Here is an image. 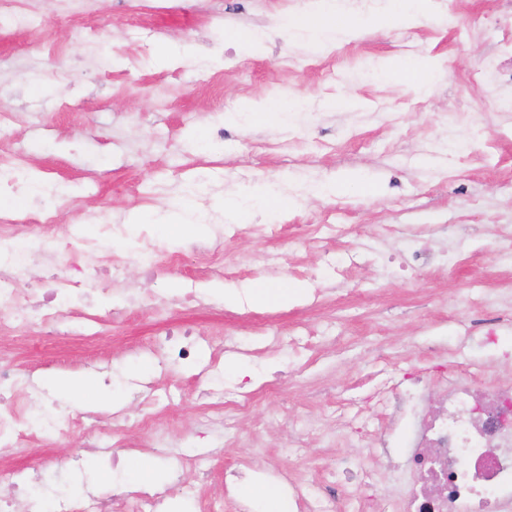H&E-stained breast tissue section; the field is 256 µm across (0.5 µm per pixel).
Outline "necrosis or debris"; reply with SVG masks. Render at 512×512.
Instances as JSON below:
<instances>
[{"mask_svg": "<svg viewBox=\"0 0 512 512\" xmlns=\"http://www.w3.org/2000/svg\"><path fill=\"white\" fill-rule=\"evenodd\" d=\"M41 191L56 199L55 208L0 212V317L22 310L17 283L45 250L40 239L29 236V226L58 223L68 207L64 188L45 185ZM86 221L95 224L97 234L75 233L76 249L111 253L114 266L147 267L160 252L144 234L138 249L123 251L129 229L111 211L89 214ZM444 392L431 401V381L420 378L395 401L379 398V425L366 449L401 466L411 489L399 500L376 496L370 474L351 470L345 460L333 461L331 471L359 488L348 499L349 512H512V383L489 388L454 378L445 382ZM158 503L157 494L145 489L110 503L91 496L64 499L58 507L60 512H156Z\"/></svg>", "mask_w": 512, "mask_h": 512, "instance_id": "1", "label": "necrosis or debris"}]
</instances>
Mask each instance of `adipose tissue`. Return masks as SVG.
<instances>
[{
	"instance_id": "ef3b65f1",
	"label": "adipose tissue",
	"mask_w": 512,
	"mask_h": 512,
	"mask_svg": "<svg viewBox=\"0 0 512 512\" xmlns=\"http://www.w3.org/2000/svg\"><path fill=\"white\" fill-rule=\"evenodd\" d=\"M429 3L430 0H387L386 7L374 15L370 22L364 23L339 10L336 0H312L308 11L283 18L269 30L242 34L239 42L244 48L258 50L265 46L271 35L282 34L291 43L326 51L335 47L341 37L359 35L368 25L386 28L417 22L427 14ZM306 110V103L302 100L285 104L268 98L238 104L225 111L224 119L239 125L290 123L300 119ZM291 205V198L277 185L266 184L258 186L247 195L229 200L226 207L237 214L261 212L274 217L287 211Z\"/></svg>"
}]
</instances>
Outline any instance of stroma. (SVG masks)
Segmentation results:
<instances>
[{
  "instance_id": "stroma-1",
  "label": "stroma",
  "mask_w": 512,
  "mask_h": 512,
  "mask_svg": "<svg viewBox=\"0 0 512 512\" xmlns=\"http://www.w3.org/2000/svg\"><path fill=\"white\" fill-rule=\"evenodd\" d=\"M310 2L32 0L26 33L0 5V113L13 115L0 152L25 151L40 181L66 185L73 217L108 209L126 224L148 220L180 199L200 163L213 182L198 210H223L262 183L293 199L275 220L225 218L223 249L208 256L156 228L165 255L149 272L130 264L95 277L91 296L59 317L66 342L32 345L33 323L22 336L0 328V361L43 391L46 413L77 420L0 459V495L11 469L114 457L108 479L87 477L94 495L133 492L125 474L147 460L153 490L177 500L195 487L197 512H209L232 471L265 463L313 490L341 458L372 472L375 493L399 497L404 474L347 438L341 414L361 410L376 427L378 391L413 374L512 383V0H431L417 23L326 52L281 38L256 54L239 47L238 32ZM167 43L178 52L164 65ZM408 58L436 70L428 98L412 89ZM385 63L387 80H364ZM346 94L354 104L329 107ZM272 97L305 99V118L225 122L226 109ZM218 121L224 151L203 152ZM354 174L371 192H309ZM311 224L336 234L309 243ZM255 282L305 293L285 306L230 305L211 290ZM186 332L200 341L198 361L163 360L160 346ZM294 338L310 350L293 354ZM71 380L114 388V400L60 389ZM240 394L247 408L236 407Z\"/></svg>"
}]
</instances>
